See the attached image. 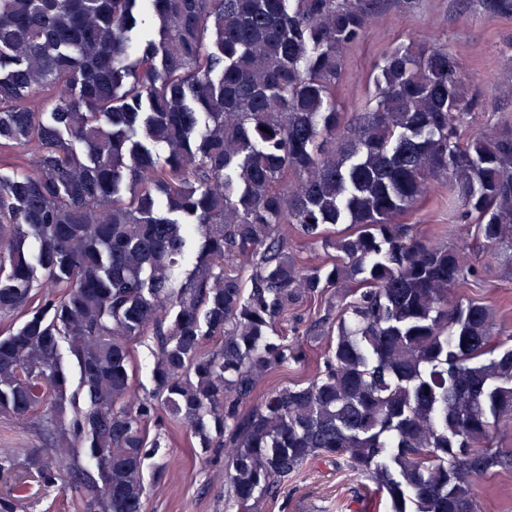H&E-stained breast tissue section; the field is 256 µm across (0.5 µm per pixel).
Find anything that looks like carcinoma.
Instances as JSON below:
<instances>
[{"instance_id":"1","label":"carcinoma","mask_w":512,"mask_h":512,"mask_svg":"<svg viewBox=\"0 0 512 512\" xmlns=\"http://www.w3.org/2000/svg\"><path fill=\"white\" fill-rule=\"evenodd\" d=\"M372 18V0H0V151L31 154L0 175V319L21 318L0 417L52 441L0 454V512L63 474L84 512H143L166 417L224 458L230 512L316 457L386 512H481L478 481L512 467V334L464 298L463 248L397 217L446 182L479 246L512 252V132L462 138L473 104L433 40L386 54L345 123L343 51ZM297 244L332 261L303 267ZM324 294L323 364L258 391L305 360L279 327ZM153 346V339L151 337H144L134 345L135 363H134V376L136 382L147 390L152 388V380L150 369L152 367L153 357L151 355V347Z\"/></svg>"}]
</instances>
